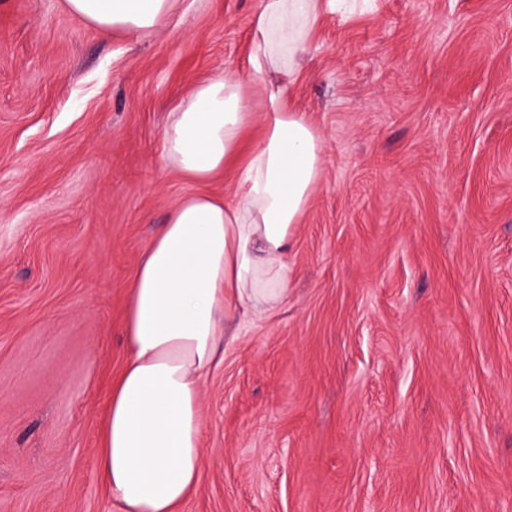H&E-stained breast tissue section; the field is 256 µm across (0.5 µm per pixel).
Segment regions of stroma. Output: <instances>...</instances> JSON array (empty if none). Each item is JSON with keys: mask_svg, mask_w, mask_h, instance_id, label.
Returning <instances> with one entry per match:
<instances>
[{"mask_svg": "<svg viewBox=\"0 0 512 512\" xmlns=\"http://www.w3.org/2000/svg\"><path fill=\"white\" fill-rule=\"evenodd\" d=\"M0 0V512H109L125 306L169 112L244 71L258 0L105 33ZM288 93L323 172L273 315L203 384L181 512H512V0H335Z\"/></svg>", "mask_w": 512, "mask_h": 512, "instance_id": "1", "label": "stroma"}]
</instances>
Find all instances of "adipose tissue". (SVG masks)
<instances>
[{
    "instance_id": "adipose-tissue-1",
    "label": "adipose tissue",
    "mask_w": 512,
    "mask_h": 512,
    "mask_svg": "<svg viewBox=\"0 0 512 512\" xmlns=\"http://www.w3.org/2000/svg\"><path fill=\"white\" fill-rule=\"evenodd\" d=\"M177 0H64L104 32H154ZM322 0H261L249 79L221 71L171 112L162 160L197 183L237 164L233 195L174 203L141 256L127 304L128 357L109 391L97 470L117 512H180L201 480V387L221 367L227 325L274 312L288 291L295 228L322 175L323 139L287 103ZM262 88L263 139L241 154Z\"/></svg>"
}]
</instances>
